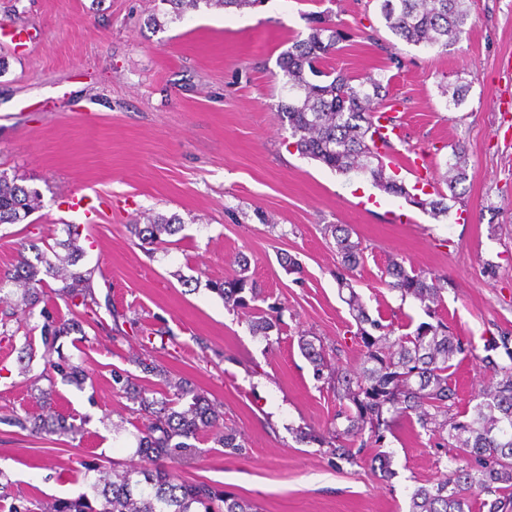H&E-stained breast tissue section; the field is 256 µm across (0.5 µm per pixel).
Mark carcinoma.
<instances>
[{
  "instance_id": "carcinoma-1",
  "label": "carcinoma",
  "mask_w": 512,
  "mask_h": 512,
  "mask_svg": "<svg viewBox=\"0 0 512 512\" xmlns=\"http://www.w3.org/2000/svg\"><path fill=\"white\" fill-rule=\"evenodd\" d=\"M170 6V21L180 20L189 9L200 6L242 9L257 0H161ZM389 30L409 44L438 47L444 51L467 33L470 17L467 0H377ZM338 28L317 24L304 39L293 42L282 54L279 67L286 78L288 101L281 110L296 151L317 160L340 174L350 172L370 176L384 191L405 197L414 206L433 216L451 210L448 201L458 202L457 186L466 180L464 149L452 151L448 162V191L424 188L405 182L385 162L389 143L379 134L380 100L387 86L383 79L369 73L355 80L324 69V63L337 45L347 39ZM38 190L20 185L16 179L0 173V224H20L40 208ZM142 245L165 243L161 234L174 236L182 230L180 218L157 215L145 224L130 226ZM340 257L336 272L339 286L349 290V306L357 330L355 336L363 348L361 371L344 375L330 374L339 401L331 432L332 452L340 460H352L356 454L347 442L358 439L361 445L377 448L370 457L372 469L390 478V460L378 450L384 432L400 420L416 421L431 438L442 440L454 452L455 467L436 485L417 487L411 496L410 512H472L481 496L492 497L489 512H512V336L503 334L490 343L489 350L502 349L508 359L500 363L491 356L484 362L492 376L490 386L474 396L467 411L456 406L454 370L469 351L468 344L449 330L441 317L442 292L446 281L424 271L407 270L396 259L389 262L386 287L413 298L423 305L428 322L420 323L411 334L393 337L391 325L372 318L355 292L350 272L364 259L361 243L351 240L348 228L328 224ZM63 238L48 242L30 237L22 244L17 262L0 270V305L10 303L8 287L22 289L21 310L41 307L40 333L49 340L46 354H57L53 370L61 381L78 388L90 379L79 364L63 352L61 339L86 335L98 317L100 301L95 291V269L82 265L85 251L77 245L80 225L64 224ZM239 274L232 279L212 281L209 288L224 298L233 309H244L260 300L267 304L252 316L253 330L264 335L279 328L281 303L267 302L260 287L248 275V259L239 257ZM61 283L54 295L45 291L46 278ZM66 312H61L58 302ZM302 350L316 367V374L331 369L329 353L312 340L301 343ZM142 371L158 378L146 386L124 371H112V389L136 405L141 421L136 434V456L141 463L120 468L92 463L86 471L95 474L90 485L92 496L58 498L48 502L21 496L9 512H259L256 504L235 496L217 485L178 479L164 464L184 449L190 439L206 430L216 431L218 445L230 454L241 452L242 444L232 428H224V413L208 396L186 378L176 377L166 365L149 355L138 360ZM49 386L42 388L39 382ZM37 391L41 413L21 414L11 410L0 415V424L30 437L44 439L66 436L76 440L83 427L56 411L55 379L49 375L30 378Z\"/></svg>"
}]
</instances>
